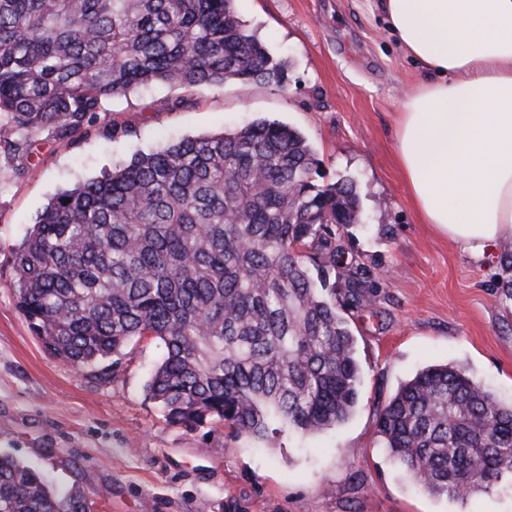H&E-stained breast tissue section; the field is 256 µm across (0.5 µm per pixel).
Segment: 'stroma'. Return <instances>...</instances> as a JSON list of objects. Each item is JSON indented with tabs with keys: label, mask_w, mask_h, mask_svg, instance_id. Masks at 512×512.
Returning <instances> with one entry per match:
<instances>
[{
	"label": "stroma",
	"mask_w": 512,
	"mask_h": 512,
	"mask_svg": "<svg viewBox=\"0 0 512 512\" xmlns=\"http://www.w3.org/2000/svg\"><path fill=\"white\" fill-rule=\"evenodd\" d=\"M274 57L281 91L256 83L152 85L106 104L88 134L45 131L26 163L0 155V453L79 487L94 512H512V481L466 500L418 488L382 448L380 409L418 371L452 364L512 403V279L495 247L474 257L421 223L393 129L421 67L366 0H234ZM259 118L305 135L323 184L354 181L360 223L336 234L367 302L341 313L361 368L359 403L336 429L271 442L220 421L171 425L145 384L164 347L127 343L110 381L51 357L17 309L14 253L56 193L186 137ZM128 136L103 138L105 127Z\"/></svg>",
	"instance_id": "stroma-1"
}]
</instances>
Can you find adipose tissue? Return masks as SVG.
<instances>
[{"label":"adipose tissue","mask_w":512,"mask_h":512,"mask_svg":"<svg viewBox=\"0 0 512 512\" xmlns=\"http://www.w3.org/2000/svg\"><path fill=\"white\" fill-rule=\"evenodd\" d=\"M421 63L395 133L423 223L480 256L512 242V0H372Z\"/></svg>","instance_id":"ef3b65f1"}]
</instances>
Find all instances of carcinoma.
I'll use <instances>...</instances> for the list:
<instances>
[{
    "label": "carcinoma",
    "mask_w": 512,
    "mask_h": 512,
    "mask_svg": "<svg viewBox=\"0 0 512 512\" xmlns=\"http://www.w3.org/2000/svg\"><path fill=\"white\" fill-rule=\"evenodd\" d=\"M288 89L232 0H0V150L87 133L143 86ZM306 138L276 121L184 138L56 194L15 252L18 307L45 351L101 367L135 337L165 352L146 391L168 421L228 423L267 440L354 412L361 372L343 304L365 284L336 243L360 221L355 184L317 182ZM382 447L424 490L454 500L512 480V405L464 370L431 365L380 410ZM35 467L0 455V512H85Z\"/></svg>",
    "instance_id": "obj_1"
}]
</instances>
